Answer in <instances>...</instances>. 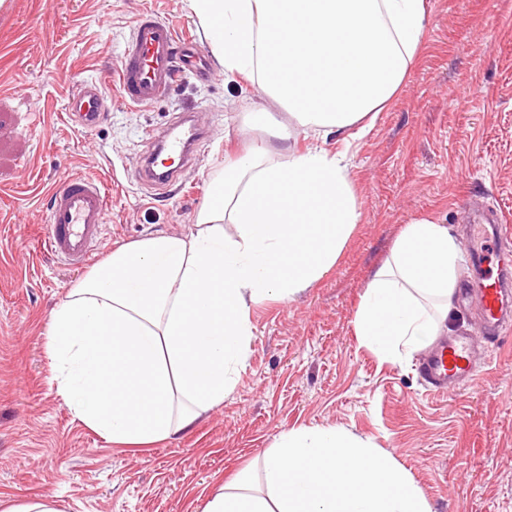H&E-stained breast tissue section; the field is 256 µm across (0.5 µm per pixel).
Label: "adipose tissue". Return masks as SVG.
<instances>
[{"label":"adipose tissue","mask_w":512,"mask_h":512,"mask_svg":"<svg viewBox=\"0 0 512 512\" xmlns=\"http://www.w3.org/2000/svg\"><path fill=\"white\" fill-rule=\"evenodd\" d=\"M230 75L258 77L288 110L248 113L284 142L225 161L194 232L120 245L52 312L58 387L87 427L127 447L169 440L223 403L249 357L252 307L295 298L338 260L361 213L346 151L289 149L296 131L348 142L364 133L416 63L425 0H190ZM462 251L446 225L405 224L371 273L353 321L380 362L418 352L446 328ZM263 490L242 478L202 512H432L395 459L337 427L280 434Z\"/></svg>","instance_id":"1"}]
</instances>
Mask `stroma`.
<instances>
[{"label": "stroma", "instance_id": "1", "mask_svg": "<svg viewBox=\"0 0 512 512\" xmlns=\"http://www.w3.org/2000/svg\"><path fill=\"white\" fill-rule=\"evenodd\" d=\"M417 63L355 141L349 167L357 224L335 266L306 293L253 308L247 363L222 404L178 437L124 448L76 419L47 352L53 309L86 267L50 255L45 194L69 171L109 191L98 245L190 234L224 160L264 140L244 129L264 107L257 82L224 72L188 0H0V500L52 498L61 512H201L241 471L259 474L285 430L341 427L370 439L411 475L434 512H512V332L485 337L455 302L449 335L473 337L472 385L426 390L416 352L382 363L353 320L371 271L404 225L430 217L459 244L468 218L512 222V0H426ZM172 22L206 54L203 75L179 74L151 107L127 103L117 67L138 15ZM97 83L101 123L68 117V97ZM182 112L207 136L196 163L163 191L142 184L148 132Z\"/></svg>", "mask_w": 512, "mask_h": 512}]
</instances>
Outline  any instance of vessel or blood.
<instances>
[{"label":"vessel or blood","instance_id":"obj_1","mask_svg":"<svg viewBox=\"0 0 512 512\" xmlns=\"http://www.w3.org/2000/svg\"><path fill=\"white\" fill-rule=\"evenodd\" d=\"M201 54L190 39H179L174 27L151 12L136 21L129 46L118 72L122 98L135 106H152L164 99L178 73L197 70ZM103 98L99 87L89 84L72 94L68 116L89 128L99 120ZM202 138L197 124L180 116L166 128L153 131L149 140L154 152L176 156L177 164L164 167L147 164L145 174L152 188H167L183 168L195 159ZM49 207L46 244L49 251L69 265L88 262L94 255L106 225L109 201L95 180L71 173L61 174L48 191ZM470 250L481 270L482 285L472 289L482 328L498 336L512 321V289L501 271L495 270L490 255L495 246L512 237V225L503 218L473 217ZM421 372L431 392L474 382L478 369L469 337L456 335L441 341L424 360Z\"/></svg>","mask_w":512,"mask_h":512}]
</instances>
